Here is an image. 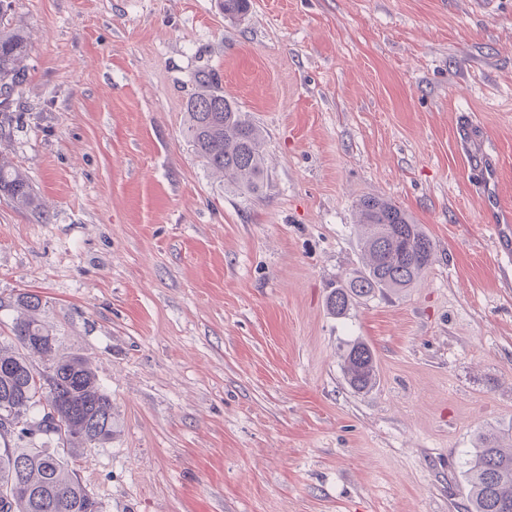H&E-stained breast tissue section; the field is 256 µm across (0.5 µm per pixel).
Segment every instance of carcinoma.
Segmentation results:
<instances>
[{
  "label": "carcinoma",
  "mask_w": 512,
  "mask_h": 512,
  "mask_svg": "<svg viewBox=\"0 0 512 512\" xmlns=\"http://www.w3.org/2000/svg\"><path fill=\"white\" fill-rule=\"evenodd\" d=\"M249 0H224V17L248 12ZM27 39L0 25V118L10 120L14 87L22 82ZM196 91L186 102V134L203 165L224 176V184L254 195L265 180L264 135L247 113L226 97L218 77L194 76ZM0 193L21 209L48 220L26 177L0 155ZM362 228V266L351 270L327 298L330 312L345 315L378 292L412 287L432 263L433 242L392 202L368 197L356 205ZM17 302L27 316L16 320L12 334L27 352L47 358L35 369L28 358L0 345V512H96L95 500L64 459L35 446L38 437H55L78 449L112 439V399L96 374L78 357H54L55 337L35 316L39 295L25 292ZM344 373L356 392L376 383V362L363 341L347 346ZM18 445L11 446V440ZM505 433L481 434L465 471L467 512H512V448Z\"/></svg>",
  "instance_id": "cac0c4a2"
}]
</instances>
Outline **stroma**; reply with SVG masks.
Returning <instances> with one entry per match:
<instances>
[{
  "label": "stroma",
  "mask_w": 512,
  "mask_h": 512,
  "mask_svg": "<svg viewBox=\"0 0 512 512\" xmlns=\"http://www.w3.org/2000/svg\"><path fill=\"white\" fill-rule=\"evenodd\" d=\"M28 38L0 154V344L40 295L56 357L112 398L71 451L100 512H466L481 433L512 429V0H10ZM216 73L265 135L244 196L185 133ZM382 197L434 244L423 279L332 315ZM377 363L348 385L344 348ZM0 193L10 197L21 209L37 214L42 221L48 220L42 212V203L26 177L7 158L0 155ZM344 373L349 386L357 392L369 390L376 383V362L370 347L363 341L347 346L343 355Z\"/></svg>",
  "instance_id": "obj_1"
}]
</instances>
